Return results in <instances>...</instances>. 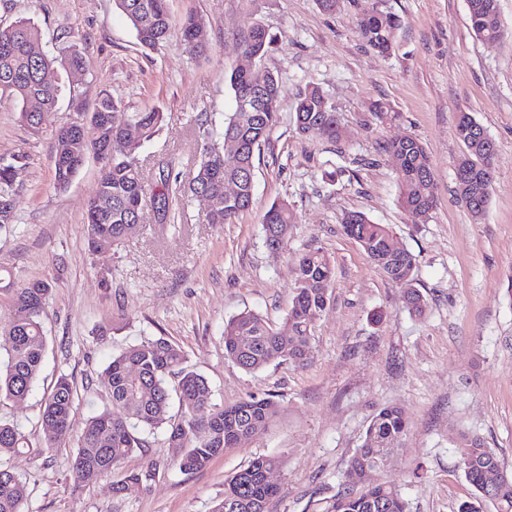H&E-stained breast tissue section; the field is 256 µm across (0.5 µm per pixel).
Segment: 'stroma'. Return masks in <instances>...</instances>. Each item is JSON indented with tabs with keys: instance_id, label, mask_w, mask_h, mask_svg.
I'll return each mask as SVG.
<instances>
[{
	"instance_id": "35a3bbf8",
	"label": "stroma",
	"mask_w": 512,
	"mask_h": 512,
	"mask_svg": "<svg viewBox=\"0 0 512 512\" xmlns=\"http://www.w3.org/2000/svg\"><path fill=\"white\" fill-rule=\"evenodd\" d=\"M169 8L176 20L189 12L203 18L207 58L193 57L176 37L158 51L142 48L113 0H0L1 24L30 19L46 52L67 46L88 64L78 81L60 68L52 74L62 94L40 136L21 125L18 101L0 96V157L27 156L17 175L18 224L0 232V268L17 284L56 283L43 316L41 373L24 402L0 404V418L21 427L34 446L13 461L26 483L24 512H211L225 479L269 454L282 455L285 466L268 512H329L350 486L348 462L370 420L389 404L404 410L409 432L375 481L396 485L407 512H457L473 492L458 466L461 433L478 434L512 473V0H500L507 37L498 44L475 37L466 0H339L332 14L318 0H169ZM372 10L403 20L392 56L378 55L358 34L357 18ZM256 23L275 38L261 66L278 73L281 96L278 122L256 159L252 208L218 226L205 223L204 205L193 199L182 232H163L149 214L118 250L89 255L85 210L101 164L88 157L71 184L57 189L56 130L88 115L106 93L131 112L162 109L163 127L139 157L151 173L177 154L190 175L204 144L197 122L211 119L212 139L220 141L234 107L225 77L238 64L240 33ZM309 81L335 107L342 142L298 134L296 94ZM377 103L383 114L373 112ZM462 112L497 145L491 202L479 219L456 193ZM402 136L419 139L433 164L436 205L423 224L400 206V172L384 151ZM280 200L292 205L296 222L273 251L261 218ZM349 211L388 225L413 253L428 300L424 316L409 315L403 286L380 274L344 233ZM316 249L332 257L334 275L310 365L283 361L252 373L226 359L225 323L250 310L282 326L295 259ZM159 336L208 380L215 403L271 395L279 417L194 473L179 470L164 431H154L127 465H154L157 478L125 501L105 483L74 488L73 442L37 451L47 393L60 375L74 380L71 430L80 432L109 403L96 379L110 358Z\"/></svg>"
}]
</instances>
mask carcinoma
I'll use <instances>...</instances> for the list:
<instances>
[{
    "label": "carcinoma",
    "mask_w": 512,
    "mask_h": 512,
    "mask_svg": "<svg viewBox=\"0 0 512 512\" xmlns=\"http://www.w3.org/2000/svg\"><path fill=\"white\" fill-rule=\"evenodd\" d=\"M126 18L139 44L158 50L177 35L196 56L209 50L203 19L185 14L174 23L168 0H113ZM475 35L493 40L497 27L485 22L487 9L499 13V0H466ZM366 45L380 54L397 49L401 17L394 13L366 12L356 21ZM41 33L28 19L0 28V95L16 99L20 122L29 132L39 134L44 115L55 109L59 86L43 81L42 74L57 65L67 71H86L85 58L70 52L53 56L38 48ZM274 38L260 24H253L242 35V52L261 61L271 50ZM233 92L234 109L224 119L223 142H232L236 164L225 166L224 148L205 143L192 177L184 183L171 179L179 159L172 157L158 167V178H145L138 156L140 146L153 139L162 128L165 116L159 109L132 112L121 126L114 116L122 103L106 94L100 98L89 120L72 121L60 127L54 136L55 184L65 189L78 174L89 154L102 161L95 195L85 212L87 249L91 254L110 251L134 235L147 206L155 208L158 223L175 220L173 206L200 189L211 200L204 214L209 224H231L252 208L256 155L268 140L278 120L279 77L270 70L258 76L235 68L227 77ZM477 119L469 112L458 114L455 135L465 150L458 163L468 166L475 181L474 194L466 209L474 217L484 215L491 198L493 180L486 178L494 166L496 143L477 139L473 127ZM295 125L299 134L338 143L343 139L336 109L325 92L313 83L303 86L296 96ZM385 151L392 157H405L401 165L399 203L413 217L424 222L436 203L433 166L423 143L411 138L404 144L394 141ZM26 160L22 153L0 157V230L14 223L15 207L21 188L11 170ZM240 177L236 200L224 197V180ZM267 246L283 244L290 235L295 214L286 201L272 203L262 217ZM347 236L387 279L405 287L404 304L408 312L421 316L427 301L415 286L414 255L396 246L390 228L376 224L362 212L344 215ZM295 293L283 327L277 328L262 316L243 311L224 325V354L247 372H257L268 365L287 360L304 367L313 355L312 340L318 319L330 304L333 259L324 251L300 255L295 263ZM54 285L49 280H31L20 288L9 281L3 291L9 295L8 313L0 314V338L6 344V358L0 359V400L16 403L30 394L39 376L46 336L42 322ZM176 379L169 387V379ZM98 384L109 397V406L90 417L76 436L72 463L74 483L95 487L110 484L112 496L125 500L148 490L156 470L149 467L126 470V460L146 447L143 434L162 428L168 447L179 449L177 465L183 472L205 468L226 448L245 444L264 430L280 413V404L270 397L250 395L231 406L213 402L208 381L187 365L184 352L164 337L147 339L131 345L112 357L98 376ZM178 399L177 412H171L172 397ZM77 389L74 382L61 375L45 399L41 426L46 447H54L70 427ZM409 424L402 408L387 405L371 419L363 442L348 465V477L360 489L338 497L330 512H406L399 491L387 483H377L373 474L385 458L407 435ZM30 449L28 435L16 424L0 419V512H24L25 485L11 466V459ZM458 466L475 494L462 501L457 512H512L511 481L497 483L493 476L504 471L498 456L475 434L464 433L458 445ZM279 455L254 458L224 481V498L212 512H265V505L276 496L278 487L265 481V472L282 469Z\"/></svg>",
    "instance_id": "obj_1"
}]
</instances>
